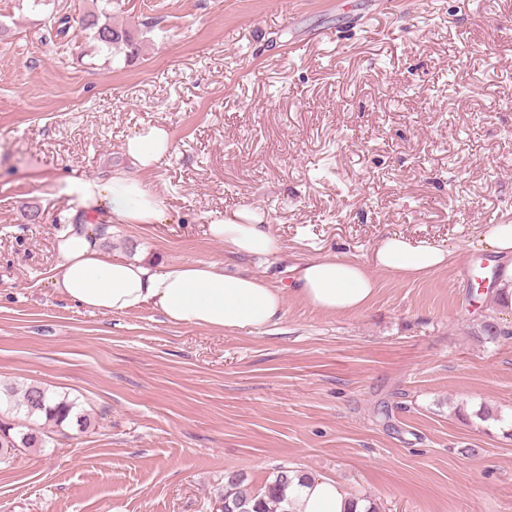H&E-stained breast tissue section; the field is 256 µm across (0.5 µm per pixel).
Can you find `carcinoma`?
<instances>
[{"instance_id":"carcinoma-1","label":"carcinoma","mask_w":512,"mask_h":512,"mask_svg":"<svg viewBox=\"0 0 512 512\" xmlns=\"http://www.w3.org/2000/svg\"><path fill=\"white\" fill-rule=\"evenodd\" d=\"M72 21L74 17L70 13L52 14L47 27L49 36L58 40L67 38ZM77 21L83 30L90 32L97 42V49L110 52L125 46L130 49L129 57L138 55L139 48L131 32L112 23V0H95L93 10L83 13ZM75 408L76 402L65 396H53L41 386L30 385L21 390L13 410L23 413L28 419L41 418L44 423L37 429L15 433L11 425L0 422V460L10 458L20 448L43 447L50 435L63 433V428L73 421L81 431L88 428L86 417H73ZM290 475V470L278 468L273 478L258 492L240 488L241 480L237 475L228 476L227 483L233 491L224 494L225 512H289L282 503L283 489L288 486Z\"/></svg>"}]
</instances>
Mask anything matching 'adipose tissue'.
I'll return each instance as SVG.
<instances>
[{
    "instance_id": "obj_1",
    "label": "adipose tissue",
    "mask_w": 512,
    "mask_h": 512,
    "mask_svg": "<svg viewBox=\"0 0 512 512\" xmlns=\"http://www.w3.org/2000/svg\"><path fill=\"white\" fill-rule=\"evenodd\" d=\"M174 142L165 127L152 126L129 136L122 145L135 174L115 172L103 180L70 176L66 193L75 206L57 235L60 262L53 287L77 307L123 315L144 308L160 312L169 323L222 331L277 324L287 296L315 309L349 313L373 299L376 272L422 277L448 265L449 249L410 243L393 235L376 249L372 264L354 257L325 254L293 268L288 289L273 287L255 275H229L214 262L160 266L131 260L108 249L105 241L116 224H160V198L138 174L158 167ZM209 237L234 257H267L280 247L261 207H243L210 222ZM499 261L498 292L504 310L512 311V224L496 225L476 242ZM290 512H367L369 504L344 491L334 479L310 472L293 473L285 491Z\"/></svg>"
}]
</instances>
